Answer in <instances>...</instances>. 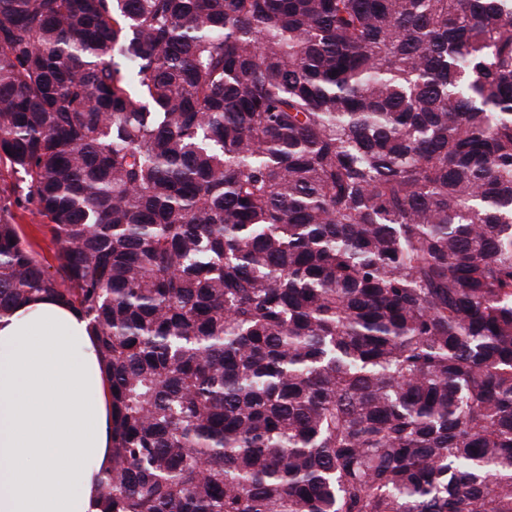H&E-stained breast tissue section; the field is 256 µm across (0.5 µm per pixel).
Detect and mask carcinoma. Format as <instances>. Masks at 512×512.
Wrapping results in <instances>:
<instances>
[{"mask_svg": "<svg viewBox=\"0 0 512 512\" xmlns=\"http://www.w3.org/2000/svg\"><path fill=\"white\" fill-rule=\"evenodd\" d=\"M36 294L111 376L100 512H512V0H0ZM17 222L23 230L26 241L32 245L38 256L49 264L56 265L55 252L57 246L50 235L44 234L37 226V224H47L46 220L33 218L27 212H19Z\"/></svg>", "mask_w": 512, "mask_h": 512, "instance_id": "obj_1", "label": "carcinoma"}]
</instances>
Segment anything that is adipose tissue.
<instances>
[{
    "mask_svg": "<svg viewBox=\"0 0 512 512\" xmlns=\"http://www.w3.org/2000/svg\"><path fill=\"white\" fill-rule=\"evenodd\" d=\"M112 398L83 313L44 298L0 317V512H99Z\"/></svg>",
    "mask_w": 512,
    "mask_h": 512,
    "instance_id": "1",
    "label": "adipose tissue"
}]
</instances>
